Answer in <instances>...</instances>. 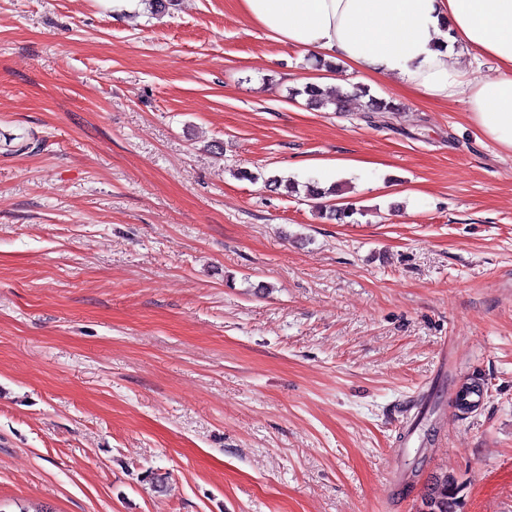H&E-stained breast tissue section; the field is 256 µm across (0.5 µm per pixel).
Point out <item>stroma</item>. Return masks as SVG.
<instances>
[{
	"label": "stroma",
	"instance_id": "stroma-1",
	"mask_svg": "<svg viewBox=\"0 0 512 512\" xmlns=\"http://www.w3.org/2000/svg\"><path fill=\"white\" fill-rule=\"evenodd\" d=\"M312 62L238 0H0V512H512V154ZM359 94H361L360 96H369L365 105V113L362 116L368 122H372V119L379 116L384 117L385 115L383 114L385 113L393 114L400 110L399 104L394 103L392 100L387 101L370 97L367 91L361 87H353L352 92L336 88L334 92L327 93L317 85L306 83L301 88L292 89L291 97L306 96V101L311 106L327 108L332 105L336 112H340L351 97ZM460 487L457 480L448 473L436 474L426 485L422 494V512L460 511Z\"/></svg>",
	"mask_w": 512,
	"mask_h": 512
}]
</instances>
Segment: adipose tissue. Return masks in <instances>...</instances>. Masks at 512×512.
<instances>
[{
    "mask_svg": "<svg viewBox=\"0 0 512 512\" xmlns=\"http://www.w3.org/2000/svg\"><path fill=\"white\" fill-rule=\"evenodd\" d=\"M289 47L338 58L369 78L444 103H465L477 132L512 152V0H239ZM491 60L469 77L453 58Z\"/></svg>",
    "mask_w": 512,
    "mask_h": 512,
    "instance_id": "1",
    "label": "adipose tissue"
}]
</instances>
